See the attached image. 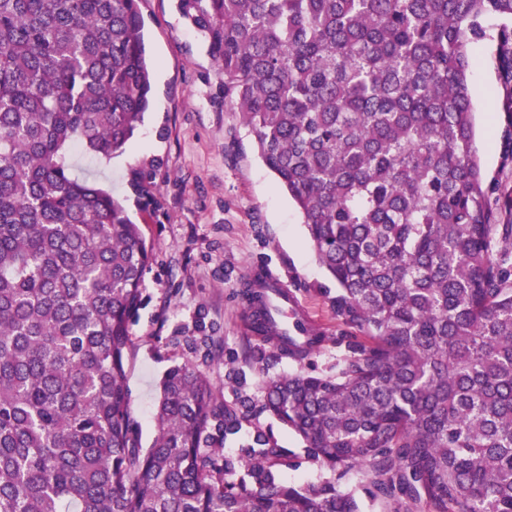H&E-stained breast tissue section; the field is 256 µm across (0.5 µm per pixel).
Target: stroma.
<instances>
[{
  "label": "stroma",
  "instance_id": "stroma-1",
  "mask_svg": "<svg viewBox=\"0 0 512 512\" xmlns=\"http://www.w3.org/2000/svg\"><path fill=\"white\" fill-rule=\"evenodd\" d=\"M145 40L154 67V103L137 134L110 159L76 155L77 176L126 199L130 218L150 248L141 306L130 327L126 360L130 408L143 446L156 434L154 401L164 373L198 363L217 397L229 404L258 400L264 373H288L292 364L266 366L246 322L242 298L249 273L269 269L296 297L312 329L327 341L312 358L317 373L332 374L344 349L336 337L348 327L336 316V284L319 265L302 217L257 157L253 138L219 93L215 67L199 34L182 17L178 0H140ZM468 52L477 145L498 224L512 225V87L503 77L512 57L497 42H470ZM161 168L150 191L157 207L132 201V168L150 160ZM206 342L203 351L195 350ZM253 426L273 430L296 458L286 469L298 485L328 478L308 459L299 439L268 415Z\"/></svg>",
  "mask_w": 512,
  "mask_h": 512
}]
</instances>
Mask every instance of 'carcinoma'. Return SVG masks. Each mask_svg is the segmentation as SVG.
Listing matches in <instances>:
<instances>
[{"instance_id": "cac0c4a2", "label": "carcinoma", "mask_w": 512, "mask_h": 512, "mask_svg": "<svg viewBox=\"0 0 512 512\" xmlns=\"http://www.w3.org/2000/svg\"><path fill=\"white\" fill-rule=\"evenodd\" d=\"M224 102L303 217L336 283L323 337L283 336L246 288L269 362L262 400L229 406L198 365L170 368L141 445L126 386L150 251L73 152L122 151L150 105L139 0H0V512H512V227L486 202L468 43L512 49V0H178ZM160 162L132 170L130 188ZM267 413L336 477L284 479Z\"/></svg>"}]
</instances>
